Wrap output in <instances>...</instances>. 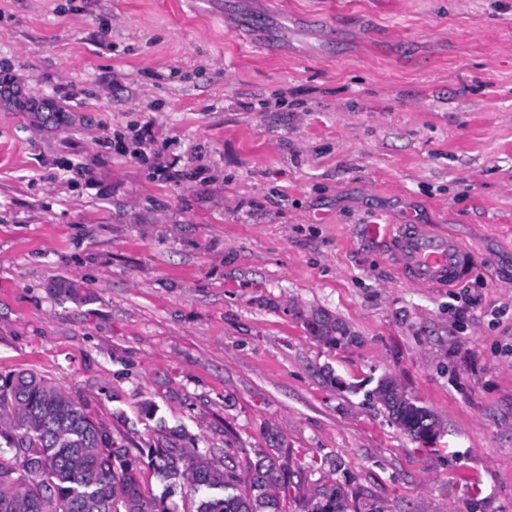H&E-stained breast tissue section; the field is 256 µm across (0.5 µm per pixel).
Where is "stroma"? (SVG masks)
<instances>
[{
	"instance_id": "obj_1",
	"label": "stroma",
	"mask_w": 512,
	"mask_h": 512,
	"mask_svg": "<svg viewBox=\"0 0 512 512\" xmlns=\"http://www.w3.org/2000/svg\"><path fill=\"white\" fill-rule=\"evenodd\" d=\"M2 81L66 110L0 99V374L129 448L277 445L285 512H512V0H0ZM419 225L473 272L409 284ZM348 508L344 491L339 486L321 490L319 500L313 505V512H346Z\"/></svg>"
}]
</instances>
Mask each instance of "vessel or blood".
I'll return each instance as SVG.
<instances>
[{"instance_id": "b4317fda", "label": "vessel or blood", "mask_w": 512, "mask_h": 512, "mask_svg": "<svg viewBox=\"0 0 512 512\" xmlns=\"http://www.w3.org/2000/svg\"><path fill=\"white\" fill-rule=\"evenodd\" d=\"M394 248L409 282L416 285L448 287L473 270L467 246L423 230L399 231Z\"/></svg>"}]
</instances>
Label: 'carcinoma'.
I'll return each instance as SVG.
<instances>
[{"label": "carcinoma", "mask_w": 512, "mask_h": 512, "mask_svg": "<svg viewBox=\"0 0 512 512\" xmlns=\"http://www.w3.org/2000/svg\"><path fill=\"white\" fill-rule=\"evenodd\" d=\"M0 512H174L167 499L182 483L202 492L197 512H283L294 484L276 448H262L241 461L236 449L187 446V436L170 429L147 448L112 441V433L88 406L65 388L31 371L0 375ZM399 423H410L411 438L422 443L423 425L405 407ZM30 451L17 473L16 436ZM166 482L157 496L144 470ZM344 491L319 493L312 512H346Z\"/></svg>", "instance_id": "carcinoma-1"}]
</instances>
